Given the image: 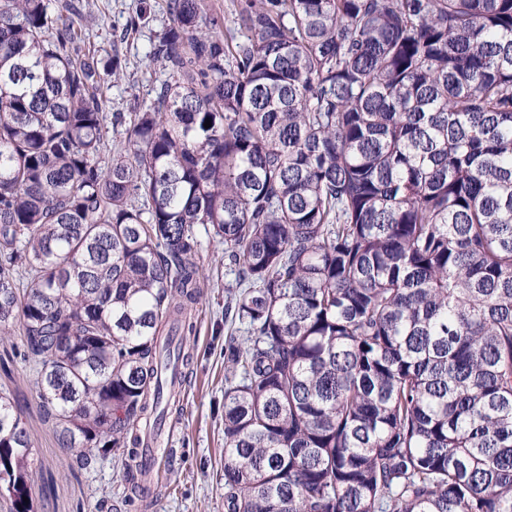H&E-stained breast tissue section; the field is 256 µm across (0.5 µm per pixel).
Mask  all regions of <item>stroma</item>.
Masks as SVG:
<instances>
[{"label": "stroma", "mask_w": 512, "mask_h": 512, "mask_svg": "<svg viewBox=\"0 0 512 512\" xmlns=\"http://www.w3.org/2000/svg\"><path fill=\"white\" fill-rule=\"evenodd\" d=\"M97 19L95 40L118 49L127 63L124 78L110 90L112 109L128 111L134 100H148L165 74L146 67L151 41L168 22L164 0H88ZM150 15L137 32L127 33L130 16L141 4ZM198 261L209 282L195 314L196 332L187 342L191 358L178 409L169 411L172 436L161 439L170 451L163 463L161 494H138L125 483V464L104 458L92 474H77L56 432L33 398L30 365L18 338L0 342V387L22 401V422L32 443L37 469L35 512H224V286L235 274L224 263V244L198 230Z\"/></svg>", "instance_id": "obj_1"}]
</instances>
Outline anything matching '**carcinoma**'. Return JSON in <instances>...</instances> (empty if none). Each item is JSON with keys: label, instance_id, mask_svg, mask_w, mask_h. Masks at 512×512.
I'll return each mask as SVG.
<instances>
[{"label": "carcinoma", "instance_id": "1", "mask_svg": "<svg viewBox=\"0 0 512 512\" xmlns=\"http://www.w3.org/2000/svg\"><path fill=\"white\" fill-rule=\"evenodd\" d=\"M165 9V80L111 114L90 15L0 0V333L71 465L176 400L201 225L236 271L224 512H512V0Z\"/></svg>", "mask_w": 512, "mask_h": 512}]
</instances>
